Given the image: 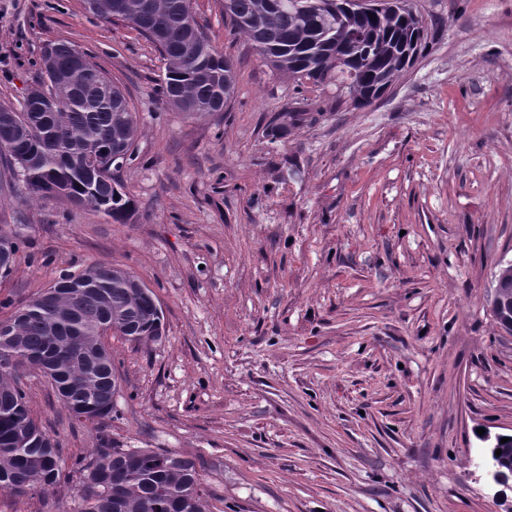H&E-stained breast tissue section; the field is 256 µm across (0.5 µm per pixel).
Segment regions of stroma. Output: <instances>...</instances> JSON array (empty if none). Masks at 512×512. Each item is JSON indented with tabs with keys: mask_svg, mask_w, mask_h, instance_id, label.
I'll return each mask as SVG.
<instances>
[{
	"mask_svg": "<svg viewBox=\"0 0 512 512\" xmlns=\"http://www.w3.org/2000/svg\"><path fill=\"white\" fill-rule=\"evenodd\" d=\"M436 38L379 100L294 87L194 0L236 66L224 111L168 107L165 62L85 0H0V104L48 88L42 47L67 42L124 91L134 159L112 176L125 223L24 188L0 195L16 233L0 319L88 266L137 276L160 341L108 335L121 448L196 459L212 512H505L479 479L478 429L512 434V335L487 308L512 260V0H413ZM278 120L281 136L268 124ZM33 416L65 466L96 445L49 381ZM77 490L0 512H77Z\"/></svg>",
	"mask_w": 512,
	"mask_h": 512,
	"instance_id": "obj_1",
	"label": "stroma"
}]
</instances>
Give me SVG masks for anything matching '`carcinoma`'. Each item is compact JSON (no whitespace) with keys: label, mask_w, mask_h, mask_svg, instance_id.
Here are the masks:
<instances>
[{"label":"carcinoma","mask_w":512,"mask_h":512,"mask_svg":"<svg viewBox=\"0 0 512 512\" xmlns=\"http://www.w3.org/2000/svg\"><path fill=\"white\" fill-rule=\"evenodd\" d=\"M98 0L96 13L111 21H128L151 40L167 61L161 89L168 105L191 116L224 111L236 91L234 69L206 42L207 54L188 53L189 34L178 10L181 0H149L143 11H126L118 2ZM372 14L336 17V0H310L300 14L288 0H224V14L235 31L275 71L298 87H319L336 78L355 105H368L384 94L434 41L429 30L408 19L411 0L403 7L375 8ZM73 46L58 44L55 70L66 73ZM108 89L96 84H53L59 104L51 112L14 113L0 143L29 153L32 165L21 175L9 167L15 188L20 178L32 196L54 195L123 223L131 201L112 184V147L119 143L133 155L137 119L123 90L111 79ZM93 155L102 169L92 175L79 160ZM89 280L65 275L48 294L31 299L24 311L8 319L11 342L0 347V492L23 498L38 490L80 485V512H210L195 460L155 448H118L112 442L108 402L118 376L112 351L98 335L112 332L138 342L161 332V314L152 294L134 284L136 277L115 267L86 268ZM27 362H41L52 372L51 386L76 419L100 421L96 448L62 466V449L33 417L23 379Z\"/></svg>","instance_id":"carcinoma-1"}]
</instances>
